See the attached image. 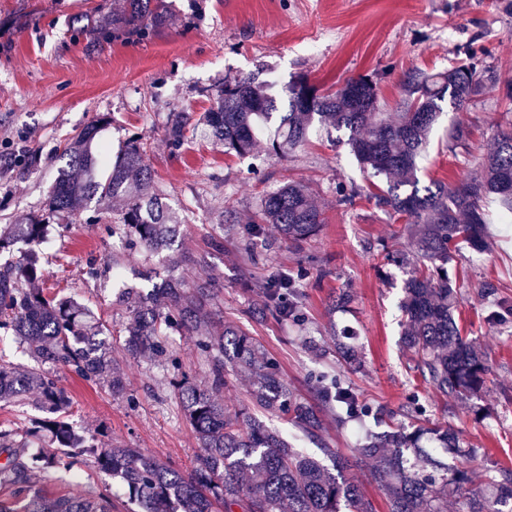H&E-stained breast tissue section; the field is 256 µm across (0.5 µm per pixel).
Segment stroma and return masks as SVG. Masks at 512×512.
Segmentation results:
<instances>
[{
  "label": "stroma",
  "instance_id": "stroma-1",
  "mask_svg": "<svg viewBox=\"0 0 512 512\" xmlns=\"http://www.w3.org/2000/svg\"><path fill=\"white\" fill-rule=\"evenodd\" d=\"M115 0H0V228L17 215L42 212L57 176V155L83 127L99 117L107 124L99 140L119 152L136 137L147 148L155 181L177 208L188 233L184 247L208 256L206 266L170 267L167 255L149 257L130 246L115 247L107 227L124 205L88 204L80 222L52 219L39 244L45 294L75 297L100 317L112 343L126 392L65 369L53 374L71 401L69 421L98 447L116 444L153 452L190 470L199 452L185 420L176 384L207 377L208 366L192 336L167 331L161 358L135 357L123 348L128 314L119 302L123 288L151 290L140 274L212 281L219 290L216 312L247 329L275 357L284 378L310 397V378L341 372L359 395L398 408L412 387L409 353L401 344L399 308L408 271L387 267L378 275L383 244L405 246L402 218L377 209L369 194L384 178L364 172L337 134L313 129L308 141L285 158L257 148L254 155L225 153L202 129H191L180 150L165 134L169 113L200 117L225 79L249 74L281 89L307 77L320 90L336 91L346 79L372 75L381 107L392 110L401 79L410 68L439 71L484 49L485 65L501 80L512 79V8L507 0H172V14L148 36L112 24ZM512 119V102L487 90L470 111L444 108L419 165L423 182H459L470 175L492 144L496 125ZM467 146L450 149L456 124ZM305 183L324 224L315 239L294 249L280 245L273 225H262L256 262L242 258L230 226L215 213L233 209L241 220L256 212L262 196L285 182ZM361 189L354 205L338 203L337 183ZM489 250H464L449 266L463 286L458 323L463 336L488 355L490 374L482 398L489 412L477 422L433 401L438 417L459 427L480 448L473 467L482 478L496 466L512 467V321L491 326L490 308L478 287L491 282L512 305V228L505 212L488 203ZM121 256L120 269L106 267ZM306 263L303 282L306 326L250 312L251 284ZM97 266L98 276L88 274ZM353 296L351 311H330L333 296ZM362 362L351 366L336 352L345 333ZM51 495L103 492L115 512H127L120 479L93 463L59 470L47 484Z\"/></svg>",
  "mask_w": 512,
  "mask_h": 512
}]
</instances>
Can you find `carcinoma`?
Here are the masks:
<instances>
[{
  "instance_id": "obj_1",
  "label": "carcinoma",
  "mask_w": 512,
  "mask_h": 512,
  "mask_svg": "<svg viewBox=\"0 0 512 512\" xmlns=\"http://www.w3.org/2000/svg\"><path fill=\"white\" fill-rule=\"evenodd\" d=\"M112 24L145 34L167 16L165 0H123ZM472 53L442 71L414 70L401 84L399 110L383 112L377 83L368 75L351 78L334 93H321L305 78L289 82L278 111L277 99L254 77L224 80L203 121L209 136L224 143V151L241 157L253 154L261 139L268 151L284 156L302 145L315 125L345 129L357 162L386 179L385 190L374 193V205L409 224L411 251L385 252L388 265H411L400 308L404 316L402 343L411 352L410 369L425 387L444 401L468 405L479 418L477 404L485 386L487 356L461 335L455 311L457 285L448 271L454 255L464 248L486 247L485 204L492 199L512 213V121L497 125L493 148L477 171L457 184H422L417 159L446 101L462 112L499 76L479 66ZM189 116L173 112L167 138L176 150L186 139ZM99 125L92 123L62 151L63 165L49 192L45 210L77 221V207L86 202L104 206L125 201L116 218L131 247L148 254L172 249L183 238L176 209L153 186L147 151L129 141L117 159L103 145L93 147ZM260 220L279 228L290 245L317 234L322 213L308 188L289 182L260 199ZM42 215H20L0 230V254L27 240L38 242L48 230ZM309 268L274 275L253 288L252 309L302 326L306 314L301 286ZM41 275L40 257L29 251L18 261L0 265V329L12 331L42 365L69 368L91 381L109 384L112 394L125 392L120 369L98 318L74 298H50L34 287ZM217 289L204 281L190 286L170 277L149 293L136 288L122 297L129 313L126 349L138 356L162 357L161 326L201 334L196 346L209 367L204 383L188 378L177 383L184 415L193 425L199 454L185 472L160 456L139 448H98L68 422L70 401L48 373L0 363V402L31 401L43 416L32 419L24 438L0 430V487L19 494L37 475L49 480L61 468L92 458L103 473L118 476L127 488L133 512H376L362 484L351 473L370 467L383 491L388 512H512V468L498 467L483 483L472 484L471 463L479 449L471 447L451 423L429 413L425 396L412 389L393 410L368 401L339 375H317L311 388L317 403L297 396L284 379L278 362L263 353L238 325L215 320ZM249 374L251 406L232 409L224 402L227 368ZM286 418L319 453L292 448L282 433L253 416L251 407ZM336 409V428L353 422L374 424L349 455H341L323 439L322 408ZM0 512H112L109 497L51 496L39 493L20 507L0 501Z\"/></svg>"
}]
</instances>
